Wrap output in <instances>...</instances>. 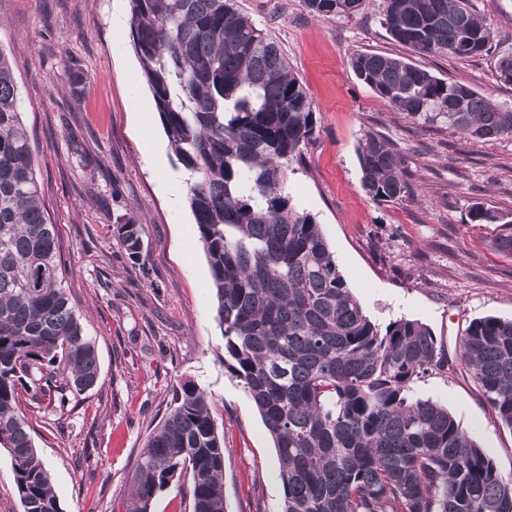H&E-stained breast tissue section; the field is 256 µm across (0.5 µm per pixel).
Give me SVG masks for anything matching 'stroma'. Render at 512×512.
I'll return each instance as SVG.
<instances>
[{
    "mask_svg": "<svg viewBox=\"0 0 512 512\" xmlns=\"http://www.w3.org/2000/svg\"><path fill=\"white\" fill-rule=\"evenodd\" d=\"M278 44L316 117L304 161L288 179L297 208L313 214L347 286L379 326L427 325L441 348L458 349L476 318L512 319V257L494 243L512 233V137L476 143L428 127L384 104L354 74L366 51L404 58L442 79L469 84L512 108V85L494 59L512 55V0H471L494 35L491 56L421 57L394 41L377 5L351 17L316 18L302 0H235ZM129 0H0V49L14 67L35 169L63 247L72 303L97 348L99 379L62 412L28 410L37 454L62 512H121L149 433L191 381L210 400L224 436L225 512H281L273 440L243 385L224 368V338L206 255L190 209L172 223L161 173L187 193V174L160 120L161 160L141 158L137 89L155 112L134 50ZM406 149L413 195L379 204L361 184L367 132ZM479 204L496 222L474 224ZM134 213L144 250L131 263L112 235ZM412 390L447 406L503 475H512V429L464 373L433 371Z\"/></svg>",
    "mask_w": 512,
    "mask_h": 512,
    "instance_id": "1",
    "label": "stroma"
}]
</instances>
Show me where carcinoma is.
Returning a JSON list of instances; mask_svg holds the SVG:
<instances>
[{"label":"carcinoma","mask_w":512,"mask_h":512,"mask_svg":"<svg viewBox=\"0 0 512 512\" xmlns=\"http://www.w3.org/2000/svg\"><path fill=\"white\" fill-rule=\"evenodd\" d=\"M368 0H303L319 18ZM393 39L411 52L467 60L493 35L470 0H380ZM135 51L169 145L188 173L187 202L206 253L224 368L249 393L279 460L281 512H512V475L448 408L412 396L422 374L464 364L512 428V320L469 322L451 357L423 323L382 328L363 311L315 217L286 191L315 133V112L278 45L231 0H130ZM355 75L411 120L474 142L512 137V111L469 85L389 55L358 52ZM512 85V55L494 64ZM361 183L384 204L412 193L397 143L366 135ZM472 224L499 216L476 204ZM144 225L127 213L113 234L142 254ZM60 278V243L36 177L18 86L0 50V447L23 512H62L37 455L19 391L46 410L98 381ZM188 475L192 512L224 510V440L206 393L186 382L148 437L125 512H150Z\"/></svg>","instance_id":"obj_1"}]
</instances>
